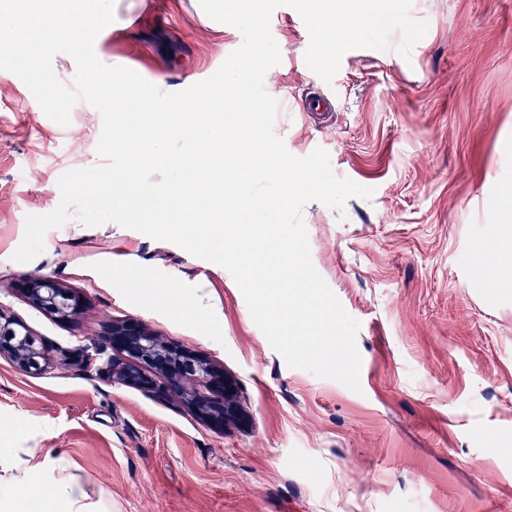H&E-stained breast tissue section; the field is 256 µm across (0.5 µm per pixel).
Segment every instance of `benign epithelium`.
I'll return each mask as SVG.
<instances>
[{"instance_id":"1","label":"benign epithelium","mask_w":512,"mask_h":512,"mask_svg":"<svg viewBox=\"0 0 512 512\" xmlns=\"http://www.w3.org/2000/svg\"><path fill=\"white\" fill-rule=\"evenodd\" d=\"M23 294L32 305L61 319L72 320L81 310L80 299L67 295L47 276L28 279ZM104 336L112 354H106L103 347L79 346L63 351L66 364L80 371L94 368L114 382L143 388L158 397L179 395L214 427L241 417L236 384L194 352L162 341L132 319L112 322ZM4 353L22 369L37 367L43 359L26 326L0 311V355Z\"/></svg>"}]
</instances>
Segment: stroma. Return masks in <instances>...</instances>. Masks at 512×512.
<instances>
[{
  "mask_svg": "<svg viewBox=\"0 0 512 512\" xmlns=\"http://www.w3.org/2000/svg\"><path fill=\"white\" fill-rule=\"evenodd\" d=\"M197 2L115 0L98 58L165 92L207 79L243 38ZM411 14L428 31L410 58L394 35L389 50L346 52L329 85L305 63L298 13L270 22L275 133L373 191L303 209L312 262L360 324L357 392L288 367L231 274L176 244L72 221L15 261L59 177L100 164L102 117L86 104L59 125L0 70V310L46 345L37 369L0 356V448L63 456L112 512H512V291L470 285L512 188V0H412ZM314 91L333 97L328 115L300 111ZM34 275L81 297L76 322L27 301ZM168 289L181 308L161 301ZM125 319L235 379L244 421L220 430L179 397L62 365L60 349L103 345Z\"/></svg>",
  "mask_w": 512,
  "mask_h": 512,
  "instance_id": "1",
  "label": "stroma"
}]
</instances>
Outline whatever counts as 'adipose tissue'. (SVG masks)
I'll list each match as a JSON object with an SVG mask.
<instances>
[{"label":"adipose tissue","mask_w":512,"mask_h":512,"mask_svg":"<svg viewBox=\"0 0 512 512\" xmlns=\"http://www.w3.org/2000/svg\"><path fill=\"white\" fill-rule=\"evenodd\" d=\"M501 224L495 225L484 251L494 254L493 262L477 259L474 287L512 288V203L504 202ZM8 465L11 474L0 476V512H51L49 500L32 490L36 477L52 479L61 492L64 512H88L87 495L60 458L52 452L36 456L34 451L0 448V466Z\"/></svg>","instance_id":"obj_1"}]
</instances>
